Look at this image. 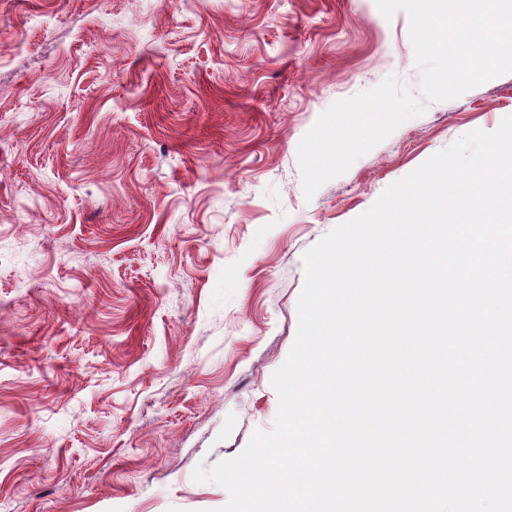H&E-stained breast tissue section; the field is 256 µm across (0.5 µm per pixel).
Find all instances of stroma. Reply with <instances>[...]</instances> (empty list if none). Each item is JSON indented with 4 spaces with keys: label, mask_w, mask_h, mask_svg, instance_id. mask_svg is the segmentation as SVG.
Segmentation results:
<instances>
[{
    "label": "stroma",
    "mask_w": 512,
    "mask_h": 512,
    "mask_svg": "<svg viewBox=\"0 0 512 512\" xmlns=\"http://www.w3.org/2000/svg\"><path fill=\"white\" fill-rule=\"evenodd\" d=\"M416 86L375 0H0V503L217 512L197 466L279 406L304 253L461 136L512 73L425 112L305 198L333 102Z\"/></svg>",
    "instance_id": "obj_1"
}]
</instances>
